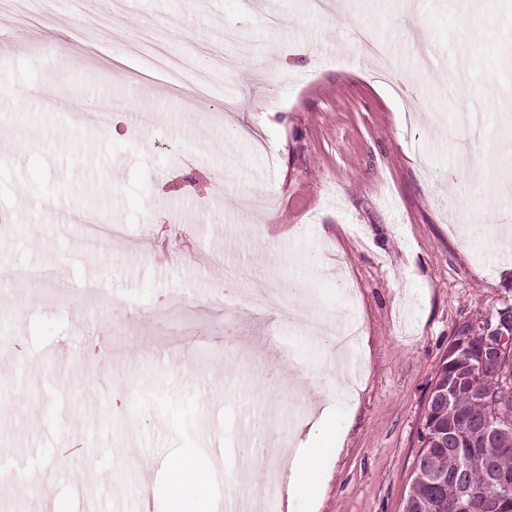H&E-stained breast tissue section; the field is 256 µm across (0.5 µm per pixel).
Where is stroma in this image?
<instances>
[{
  "label": "stroma",
  "instance_id": "obj_1",
  "mask_svg": "<svg viewBox=\"0 0 512 512\" xmlns=\"http://www.w3.org/2000/svg\"><path fill=\"white\" fill-rule=\"evenodd\" d=\"M264 9L283 15L280 33L241 0H32L19 23L0 12V266L91 275L106 293L27 288L0 314V457L20 466L25 487L0 490V512H39L43 477L55 496L89 495L93 512H216L225 478L245 472L260 486L279 449L323 454L340 435L323 484L293 499L269 486L257 512H402L449 341L464 323L495 327L512 311V247L474 220L512 211L498 153L512 126L488 115L492 134L463 165L456 123L486 93L512 96V0L486 17L465 0H333L322 16L305 0ZM84 12L104 30L77 27ZM469 24L463 47L457 32ZM357 26L382 58L352 48ZM222 28L237 35L225 46L238 59L232 80L210 68ZM158 50L210 70L209 98L190 106L123 77ZM75 83L90 105L119 98L163 120L147 137L100 130L22 94L40 84L68 96ZM258 195L268 205L253 219L244 206ZM49 198L111 214L125 239L108 253L79 249L81 227L55 223ZM178 212L188 222L158 263L144 239ZM224 257L263 272L240 291L277 296L291 278L315 298L314 315L357 324L354 397L336 392L332 343L289 327L287 309L229 326L208 306ZM179 296L194 307L175 333L151 311ZM178 450L220 480L175 500L153 485L147 500L127 494L145 464Z\"/></svg>",
  "mask_w": 512,
  "mask_h": 512
}]
</instances>
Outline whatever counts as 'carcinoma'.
<instances>
[{
    "label": "carcinoma",
    "instance_id": "1",
    "mask_svg": "<svg viewBox=\"0 0 512 512\" xmlns=\"http://www.w3.org/2000/svg\"><path fill=\"white\" fill-rule=\"evenodd\" d=\"M482 343L474 340L464 351L457 339L448 343L428 400L421 428L422 448L415 462L410 492L402 512H458L459 486L469 485L476 499L483 498L485 457L506 486L499 490L503 504L491 512H512V392L489 405L472 397L474 382L499 388L512 380V350L493 368L480 360ZM501 430L492 448H477L484 425Z\"/></svg>",
    "mask_w": 512,
    "mask_h": 512
}]
</instances>
